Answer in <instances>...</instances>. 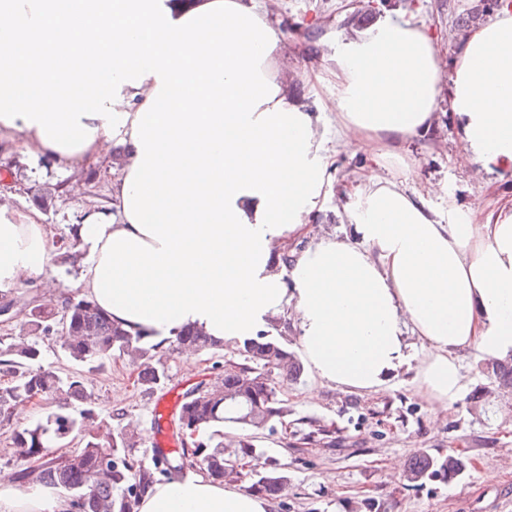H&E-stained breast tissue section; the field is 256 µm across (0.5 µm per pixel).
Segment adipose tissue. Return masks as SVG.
<instances>
[{
    "mask_svg": "<svg viewBox=\"0 0 512 512\" xmlns=\"http://www.w3.org/2000/svg\"><path fill=\"white\" fill-rule=\"evenodd\" d=\"M280 51L255 0H0V137L69 170L117 154L111 212L84 206L70 235L80 295L130 334L162 345L193 326L240 342L289 318L320 384L375 392L409 366L419 397L453 407L462 352L512 355V202L443 217L370 170L343 209L352 234L292 249L331 158L277 73ZM327 60L307 82L336 91L340 149L398 156L445 97L465 151L512 167L511 6L466 33L447 87L427 27L404 19L338 38ZM56 249L39 209L0 203V291L43 276ZM270 508L187 475L138 512ZM71 510L0 473V512Z\"/></svg>",
    "mask_w": 512,
    "mask_h": 512,
    "instance_id": "adipose-tissue-1",
    "label": "adipose tissue"
}]
</instances>
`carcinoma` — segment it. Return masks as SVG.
<instances>
[{
	"label": "carcinoma",
	"instance_id": "cac0c4a2",
	"mask_svg": "<svg viewBox=\"0 0 512 512\" xmlns=\"http://www.w3.org/2000/svg\"><path fill=\"white\" fill-rule=\"evenodd\" d=\"M63 304L70 306V332L61 338L60 348L75 369L63 373L37 365L41 354L37 338L53 335L54 308L47 304L40 305L37 313L29 314L26 336L0 340V371L12 377L10 383L0 387V420L9 419L14 403L34 395L55 403V410L46 419L13 430L15 474L23 484L52 485L71 501L80 498L82 512H137L140 499L154 484L181 472L186 454L193 455L208 477L222 482L233 474L234 460L255 454L253 433L283 422L287 415L269 374L278 370L288 380H298L303 372L298 358L272 338L237 343L234 350L243 363L224 373L221 385L195 396L183 395L178 422L191 433L229 422L240 425L248 434L236 440L234 449L228 451L224 435L212 432L205 439L192 441L191 450L162 452L151 466L137 467L131 458L134 448L131 436L119 431L102 440L95 432V397L80 369L96 370L116 353H131L142 366L140 384L153 392L165 383L164 372L152 366L157 346L142 336L132 337L84 298L67 297ZM175 341L178 346L194 351L219 349L200 329H184L175 336ZM492 372L500 386L512 389V359L495 363ZM76 403L81 409L74 415L71 408ZM74 432L82 435L83 447L73 460L49 450L48 443L65 439ZM108 454L112 456V467L103 472L100 460ZM442 469L452 478L461 471L462 463L450 456L448 462L440 464L434 457L423 454L414 459L407 479L417 482ZM288 482V471L273 463L259 473L252 487L262 495L279 496Z\"/></svg>",
	"mask_w": 512,
	"mask_h": 512
}]
</instances>
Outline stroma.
<instances>
[{"mask_svg": "<svg viewBox=\"0 0 512 512\" xmlns=\"http://www.w3.org/2000/svg\"><path fill=\"white\" fill-rule=\"evenodd\" d=\"M278 29L283 49L277 60L291 95L320 117L323 147L333 154L331 185L312 227L310 241L350 232L338 214L342 186L363 167L367 155L337 151L336 102L331 87L311 92L306 73L325 71V56L337 37L365 33L383 17L405 18L426 25L450 79L456 51L465 34L459 17L476 15L478 23L495 18L487 0H264ZM359 12L353 25L347 17ZM401 157L383 163L378 172L402 183L425 206L444 214L449 204L464 208L477 202L503 204L512 200V168L486 171L465 155L456 116L440 102L432 128L402 143ZM112 164L104 160L62 171L54 162L20 141L0 139V183L8 182L9 204L19 210L42 211L59 244H68V229L78 219L69 197L71 184H82L99 207H107ZM78 271L74 260L57 256L47 280L34 279L0 295V337L23 333L22 313L32 302L61 305L70 295ZM231 348L186 354L175 340L158 348L154 364L166 374L165 390L186 391L197 383L219 385L224 369L237 364ZM140 367L128 357L115 356L100 370L88 373L96 410L112 431L132 427L137 445L135 462H151L153 412L158 393L144 391ZM464 395L453 409L431 407L413 388L414 371L401 370L382 390L358 394L333 386H318L311 371L289 382L279 373L271 378L288 415L274 431H261L254 441L255 467L240 469L236 484L252 486L257 465L277 461L290 477L286 490L272 501V512H512V390L501 389L489 360L470 350L462 355ZM333 431L331 440L309 438L311 424ZM458 458L462 470L455 479L433 476L408 482L406 472L415 457ZM495 471L492 480L485 471Z\"/></svg>", "mask_w": 512, "mask_h": 512, "instance_id": "35a3bbf8", "label": "stroma"}]
</instances>
